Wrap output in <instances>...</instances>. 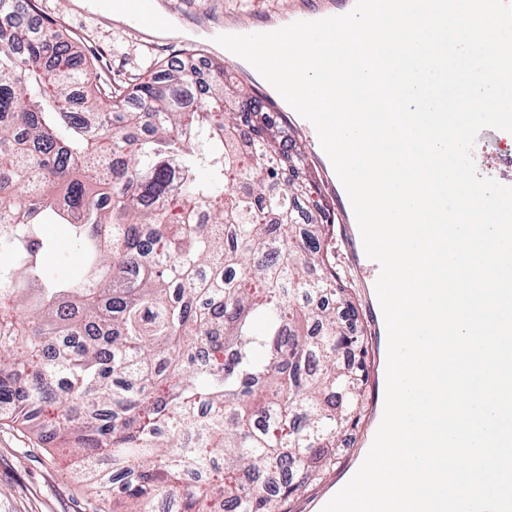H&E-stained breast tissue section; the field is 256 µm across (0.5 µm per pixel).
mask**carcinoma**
I'll return each mask as SVG.
<instances>
[{
    "instance_id": "1",
    "label": "carcinoma",
    "mask_w": 512,
    "mask_h": 512,
    "mask_svg": "<svg viewBox=\"0 0 512 512\" xmlns=\"http://www.w3.org/2000/svg\"><path fill=\"white\" fill-rule=\"evenodd\" d=\"M181 56L121 85L55 19L0 28V419L115 487L97 512H282L362 422L368 341L282 113ZM43 233L55 246L50 258L52 275L77 281L80 276L81 264L70 248L65 225L46 224Z\"/></svg>"
}]
</instances>
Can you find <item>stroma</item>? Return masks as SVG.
Segmentation results:
<instances>
[{
	"label": "stroma",
	"mask_w": 512,
	"mask_h": 512,
	"mask_svg": "<svg viewBox=\"0 0 512 512\" xmlns=\"http://www.w3.org/2000/svg\"><path fill=\"white\" fill-rule=\"evenodd\" d=\"M289 0H162L177 26L191 29V37L206 54H214L220 46L214 40L226 23L248 25L269 21L288 14ZM41 12L59 20L79 36L88 54L107 65L115 77L151 78L153 63L167 59L177 50L178 35L152 37L130 29L128 24L104 17L93 0L76 5L74 0H39ZM43 233L54 245L50 258L53 276L78 280L81 264L74 256L65 225H45ZM354 221L336 222L329 242L332 262L349 287L355 288L361 301L358 320L371 322L368 301L373 295L367 281L356 271L349 248L356 235ZM382 406L371 403L369 414L353 449L343 457L335 473L326 478L319 490L306 498L287 503L286 512H320L321 496L338 489L348 474L355 470L365 450L370 448L378 426ZM70 452L65 448L45 449L43 443L19 425L0 421V512H92L98 501L111 497V489H91L76 484L65 467Z\"/></svg>",
	"instance_id": "1"
}]
</instances>
